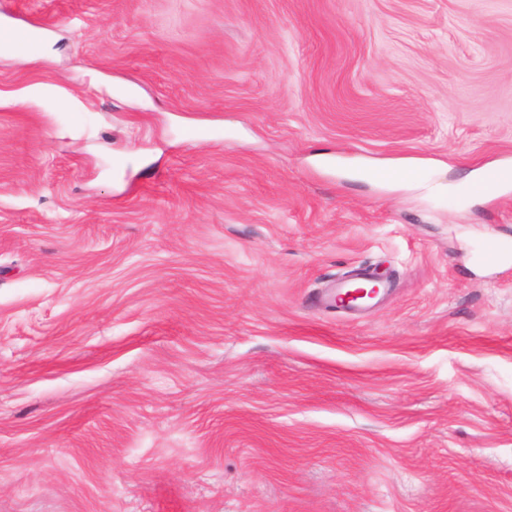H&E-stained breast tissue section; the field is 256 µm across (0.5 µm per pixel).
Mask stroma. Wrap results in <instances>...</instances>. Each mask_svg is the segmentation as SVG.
I'll return each mask as SVG.
<instances>
[{"instance_id": "1", "label": "stroma", "mask_w": 512, "mask_h": 512, "mask_svg": "<svg viewBox=\"0 0 512 512\" xmlns=\"http://www.w3.org/2000/svg\"><path fill=\"white\" fill-rule=\"evenodd\" d=\"M1 23L0 512H512V0Z\"/></svg>"}]
</instances>
